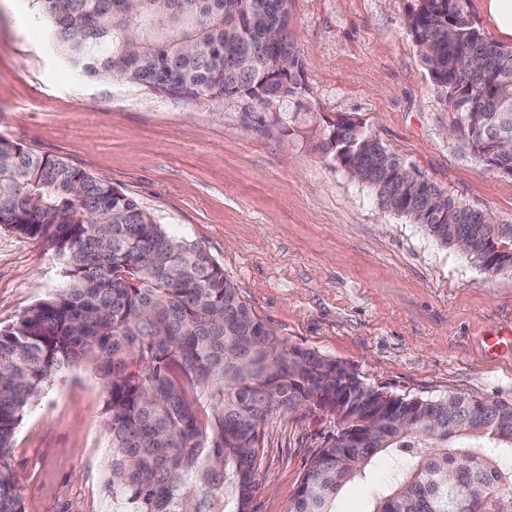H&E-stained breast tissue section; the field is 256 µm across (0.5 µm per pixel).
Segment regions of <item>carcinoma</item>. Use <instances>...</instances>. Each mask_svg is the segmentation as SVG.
<instances>
[{"instance_id": "1", "label": "carcinoma", "mask_w": 512, "mask_h": 512, "mask_svg": "<svg viewBox=\"0 0 512 512\" xmlns=\"http://www.w3.org/2000/svg\"><path fill=\"white\" fill-rule=\"evenodd\" d=\"M466 0H414L408 31L479 164L512 175V49L468 20ZM55 47L100 77L171 98L244 103L265 130L299 104L290 0H34ZM325 149L381 205L512 274V224H493L407 168L360 126L330 123ZM0 224L51 250L64 285L0 330V512H24L10 456L52 380L91 364L106 394L112 512H250L267 420L324 412L336 433L288 512H336L348 483L365 512H512V403L405 398L347 364L278 338L199 243L158 224L110 182L0 138ZM495 448L498 454L488 452Z\"/></svg>"}]
</instances>
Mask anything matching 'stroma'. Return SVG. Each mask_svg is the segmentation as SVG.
Listing matches in <instances>:
<instances>
[{"instance_id": "obj_1", "label": "stroma", "mask_w": 512, "mask_h": 512, "mask_svg": "<svg viewBox=\"0 0 512 512\" xmlns=\"http://www.w3.org/2000/svg\"><path fill=\"white\" fill-rule=\"evenodd\" d=\"M410 0H292L304 108L265 131L237 101L178 100L95 79L50 45L33 0H0V137L107 180L199 242L266 326L406 398L512 403V274L383 208L323 150L351 118L463 204L512 224V176L448 133V109L407 31ZM63 283L40 243L0 226V328ZM105 394L85 364L55 378L13 441L25 512H112ZM336 424L277 414L265 426L251 512H288Z\"/></svg>"}]
</instances>
